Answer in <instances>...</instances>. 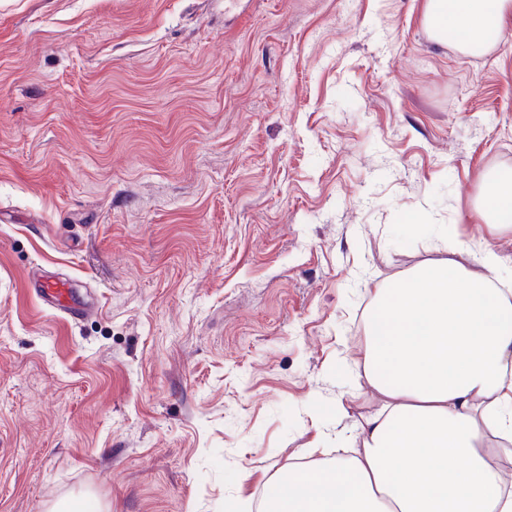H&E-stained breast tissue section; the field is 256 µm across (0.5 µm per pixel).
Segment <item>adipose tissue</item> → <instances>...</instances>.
<instances>
[{
  "mask_svg": "<svg viewBox=\"0 0 512 512\" xmlns=\"http://www.w3.org/2000/svg\"><path fill=\"white\" fill-rule=\"evenodd\" d=\"M512 16V0H425L436 41L478 56ZM479 214L512 225V175L493 181ZM479 271L440 258L370 290L363 377L377 396L350 448L294 462L260 512H512V290L500 256Z\"/></svg>",
  "mask_w": 512,
  "mask_h": 512,
  "instance_id": "ef3b65f1",
  "label": "adipose tissue"
}]
</instances>
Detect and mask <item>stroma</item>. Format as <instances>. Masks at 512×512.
Instances as JSON below:
<instances>
[{
	"label": "stroma",
	"instance_id": "35a3bbf8",
	"mask_svg": "<svg viewBox=\"0 0 512 512\" xmlns=\"http://www.w3.org/2000/svg\"><path fill=\"white\" fill-rule=\"evenodd\" d=\"M424 4L0 0V512H256L372 408L368 288L453 240L512 275V18L465 56ZM494 189L485 192L479 214L486 224L511 228L512 225V175L493 180ZM28 279L49 307L71 319H83L91 313L90 307L75 297L69 281L56 278L36 279L34 274H29Z\"/></svg>",
	"mask_w": 512,
	"mask_h": 512
}]
</instances>
